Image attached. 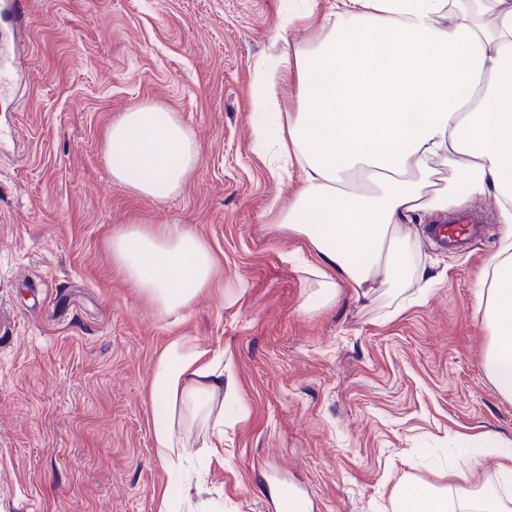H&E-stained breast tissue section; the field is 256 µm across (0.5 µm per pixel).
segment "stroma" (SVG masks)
<instances>
[{
  "label": "stroma",
  "mask_w": 512,
  "mask_h": 512,
  "mask_svg": "<svg viewBox=\"0 0 512 512\" xmlns=\"http://www.w3.org/2000/svg\"><path fill=\"white\" fill-rule=\"evenodd\" d=\"M336 0H32L0 43L19 72L0 99V512H270L280 483L312 512H393V493L455 486L451 469L495 478L488 437L512 442V401L483 366L488 331L473 295L499 248L486 226L444 252L411 226L417 277L371 299L317 280L296 257L308 238L274 222L292 190L254 146L253 63L285 65L314 45L311 20ZM150 104L178 113L200 162L157 202L116 183L103 157L113 120ZM177 224L223 266L219 288L164 316L113 264L128 224ZM223 351L245 420L224 457L198 449L190 495L159 458L150 424L153 364L171 337Z\"/></svg>",
  "instance_id": "35a3bbf8"
}]
</instances>
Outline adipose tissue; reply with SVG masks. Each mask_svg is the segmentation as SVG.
Listing matches in <instances>:
<instances>
[{"label":"adipose tissue","mask_w":512,"mask_h":512,"mask_svg":"<svg viewBox=\"0 0 512 512\" xmlns=\"http://www.w3.org/2000/svg\"><path fill=\"white\" fill-rule=\"evenodd\" d=\"M298 111L284 133L257 123L254 138L276 143L272 160L295 188L278 222L307 237L318 261L316 295L336 298L338 282L361 297L377 278L412 268L399 245L421 212L459 208L469 195H494L505 229L490 276L474 293L490 331L484 366L512 400V0H336L315 49L297 58ZM103 153L115 182L161 201L177 193L200 150L175 113L138 105L107 132ZM450 168L459 178L441 177ZM112 261L166 315L214 288L216 257L176 224H131L115 233ZM224 354L192 337L173 338L155 358L151 429L159 457L184 469L192 433L224 445ZM497 481L459 471L455 499L422 487L395 493L397 512H512V448Z\"/></svg>","instance_id":"1"}]
</instances>
